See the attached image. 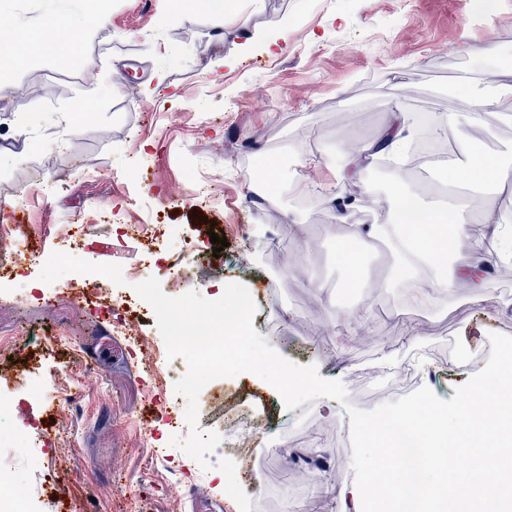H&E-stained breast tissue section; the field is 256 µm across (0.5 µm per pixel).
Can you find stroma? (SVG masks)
I'll return each mask as SVG.
<instances>
[{
  "label": "stroma",
  "instance_id": "stroma-1",
  "mask_svg": "<svg viewBox=\"0 0 512 512\" xmlns=\"http://www.w3.org/2000/svg\"><path fill=\"white\" fill-rule=\"evenodd\" d=\"M91 0H0V43L61 18L79 27ZM107 18L68 65L34 56L5 73L13 111L0 112V392L11 397L18 431L16 469L49 472L45 490L70 512H240L219 490L221 471L188 455L166 462L170 441L158 398L173 381L152 374L113 317L78 298L79 283L41 281L42 268L69 225L85 227L79 257L138 267L171 297L210 298L214 284L244 285L254 329L299 367L341 381L347 402L317 399L322 411L302 424L276 389L250 372L212 380L214 390L256 396L266 430L252 446L261 490L246 488L261 512H336L319 488L354 481L346 405L363 407L361 386L373 373H410L409 390L428 387L448 400L486 364L490 333L512 335V260L492 264L484 301L472 305L465 283L432 308L412 303L388 279L391 251L373 240L357 287L327 233L337 221L333 170L344 146L381 135L390 113L453 114L462 102L457 64L490 41L491 65L512 74V0H237L227 23L198 9L175 12L171 0H107ZM280 33L268 53L264 34ZM87 102L91 114L62 134L57 113ZM43 114L17 134V121ZM465 155L477 148L512 163V116L485 113L468 128ZM254 141L258 154L289 159L278 168L269 205L248 194L250 168L234 150ZM62 148H55L56 140ZM107 214L92 223L94 206ZM151 206L173 235L175 251H152L125 227ZM228 241L217 249L211 234ZM189 280L177 283V272ZM355 320L346 346L336 338ZM466 347L465 361L455 356ZM50 376L33 391V376ZM326 457L322 469L294 465L281 446ZM186 484L172 486L170 464Z\"/></svg>",
  "mask_w": 512,
  "mask_h": 512
}]
</instances>
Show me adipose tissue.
<instances>
[{"label": "adipose tissue", "instance_id": "obj_1", "mask_svg": "<svg viewBox=\"0 0 512 512\" xmlns=\"http://www.w3.org/2000/svg\"><path fill=\"white\" fill-rule=\"evenodd\" d=\"M459 92L462 112L449 117L432 116L434 127H473L481 123L484 113H512V84L503 83L499 74L481 70L479 76H462ZM405 122H394L378 141L358 142L349 146L345 163L352 166L380 154L401 155L411 141ZM450 182L459 186L492 183L503 191H512V168L494 156H486L465 165H449ZM373 210H381L385 219L372 224H353L348 214H341L330 232L337 246L351 239L368 237L389 243L395 256L391 270L394 283L410 284L409 294L415 303L426 306L433 298L456 282H466L470 301L479 304L487 269V241L507 242L512 246V214L503 210L495 198L458 196L452 204L434 207L409 194L400 181H393L384 196L370 197ZM466 250L468 262L461 267L449 264L451 254Z\"/></svg>", "mask_w": 512, "mask_h": 512}]
</instances>
